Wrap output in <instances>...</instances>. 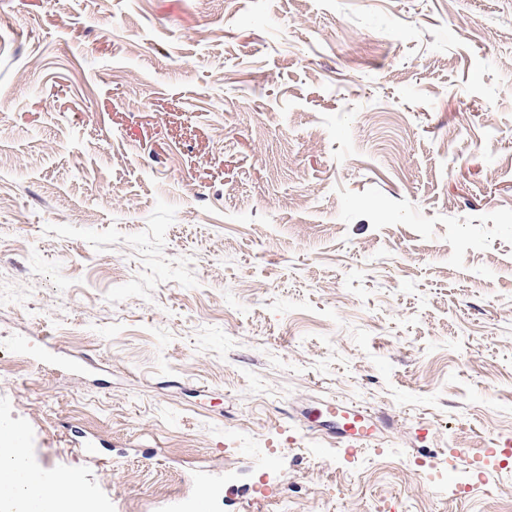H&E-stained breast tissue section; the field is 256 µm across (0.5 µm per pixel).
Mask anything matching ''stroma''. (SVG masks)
I'll use <instances>...</instances> for the list:
<instances>
[{
    "instance_id": "obj_1",
    "label": "stroma",
    "mask_w": 512,
    "mask_h": 512,
    "mask_svg": "<svg viewBox=\"0 0 512 512\" xmlns=\"http://www.w3.org/2000/svg\"><path fill=\"white\" fill-rule=\"evenodd\" d=\"M8 364L101 512H498L512 0H0ZM479 447L489 493L423 495Z\"/></svg>"
}]
</instances>
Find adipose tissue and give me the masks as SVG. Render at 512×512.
Returning <instances> with one entry per match:
<instances>
[{
    "mask_svg": "<svg viewBox=\"0 0 512 512\" xmlns=\"http://www.w3.org/2000/svg\"><path fill=\"white\" fill-rule=\"evenodd\" d=\"M74 487L34 469L20 441L0 438V512H88Z\"/></svg>",
    "mask_w": 512,
    "mask_h": 512,
    "instance_id": "ef3b65f1",
    "label": "adipose tissue"
}]
</instances>
